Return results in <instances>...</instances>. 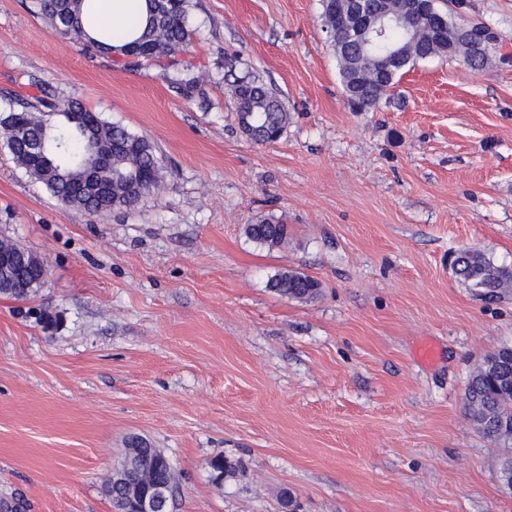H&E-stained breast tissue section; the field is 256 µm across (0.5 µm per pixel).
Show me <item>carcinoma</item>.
I'll use <instances>...</instances> for the list:
<instances>
[{
	"mask_svg": "<svg viewBox=\"0 0 512 512\" xmlns=\"http://www.w3.org/2000/svg\"><path fill=\"white\" fill-rule=\"evenodd\" d=\"M84 2L32 0V11L53 35L80 41L88 50L110 52L129 70L143 66L146 58L153 64L168 59L175 66V56L192 43L191 0H147L146 27L118 50L85 32ZM322 8L323 25L336 52L344 95L356 112L373 109L397 86L404 73L421 60L460 56L473 69L483 67L488 60V46L476 49L458 39L460 25L454 22L452 12L444 8L439 7L436 12L446 19L445 27L425 17L413 18L407 24L394 23L387 27L384 36L371 41L361 57L355 56L357 50L345 42L343 16L347 10L337 5V0H323ZM224 82L238 127L249 131V140L264 145L283 136L289 113L261 76L249 71L237 75L231 61ZM173 83L183 96L190 98L202 85V78L193 66L183 64ZM18 105L17 109L0 114V141L13 160L44 185L59 205L105 214L134 208L148 196L161 193L166 177L164 166L147 137L106 121L88 111L76 98L56 102L36 97L32 101L21 99ZM86 127L97 145L115 146L106 200L87 192L78 174L79 167L94 162L93 151L83 137ZM244 232L249 239L274 248L287 240L288 225L259 217L245 225ZM454 273L466 288L487 299H496L512 288V269L495 264L478 249L459 251ZM37 277L33 269L20 265L9 277L0 278V293L26 300L41 288V283L19 289L11 287L10 281L20 284ZM272 288L288 298L310 300L317 297L320 284L308 275L287 271L272 279ZM466 402L478 430L509 449L503 458L500 479L503 488L512 492V346L504 345L487 355L470 375ZM146 473L175 482L168 458L155 448L135 459L127 478L134 482ZM106 493L113 512L132 510L124 487L110 482Z\"/></svg>",
	"mask_w": 512,
	"mask_h": 512,
	"instance_id": "1",
	"label": "carcinoma"
}]
</instances>
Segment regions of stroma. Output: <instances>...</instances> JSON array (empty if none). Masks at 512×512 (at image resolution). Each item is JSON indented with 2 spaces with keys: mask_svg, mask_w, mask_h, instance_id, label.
<instances>
[{
  "mask_svg": "<svg viewBox=\"0 0 512 512\" xmlns=\"http://www.w3.org/2000/svg\"><path fill=\"white\" fill-rule=\"evenodd\" d=\"M192 99L159 66L51 34L0 0V113L78 98L146 136L159 195L105 215L63 208L0 143V241L47 274L0 295V500L112 512L105 485L140 439L175 473L170 512H512L503 448L469 419L470 374L512 345V292L457 280L467 247L512 267V0H464L490 62H417L367 112L343 93L322 0H193ZM277 90L283 137L258 146L224 60ZM288 243L249 239L258 217ZM316 279L305 302L280 272ZM222 469H215L214 461ZM244 232L249 239L274 248L287 240L288 224L259 217L252 224H246ZM272 288L279 294L294 299L310 300L317 297L320 284L312 277L297 271H287L272 279Z\"/></svg>",
  "mask_w": 512,
  "mask_h": 512,
  "instance_id": "stroma-1",
  "label": "stroma"
}]
</instances>
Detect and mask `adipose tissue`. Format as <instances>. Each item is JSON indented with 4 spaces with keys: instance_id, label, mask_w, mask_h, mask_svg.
I'll return each instance as SVG.
<instances>
[{
    "instance_id": "1",
    "label": "adipose tissue",
    "mask_w": 512,
    "mask_h": 512,
    "mask_svg": "<svg viewBox=\"0 0 512 512\" xmlns=\"http://www.w3.org/2000/svg\"><path fill=\"white\" fill-rule=\"evenodd\" d=\"M86 30L98 39L119 47L146 20V0H87Z\"/></svg>"
}]
</instances>
